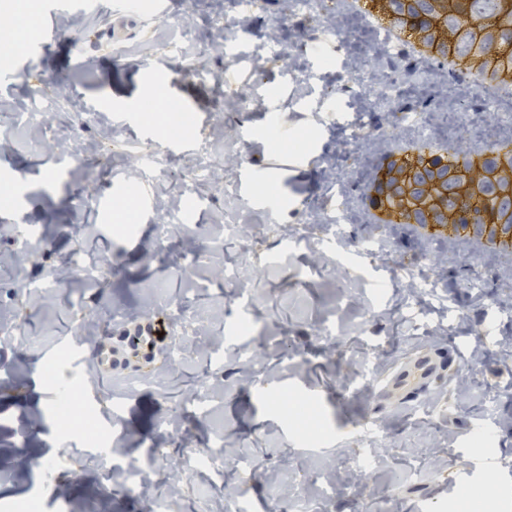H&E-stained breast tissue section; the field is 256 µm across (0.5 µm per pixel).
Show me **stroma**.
Wrapping results in <instances>:
<instances>
[{
  "instance_id": "stroma-1",
  "label": "stroma",
  "mask_w": 512,
  "mask_h": 512,
  "mask_svg": "<svg viewBox=\"0 0 512 512\" xmlns=\"http://www.w3.org/2000/svg\"><path fill=\"white\" fill-rule=\"evenodd\" d=\"M98 2L0 0V42L18 40L21 8L57 35L30 63L0 56V512L31 497L44 512H512V261L367 223L358 203L393 138L485 144L482 91L380 46L346 0L325 3L342 42L288 0L245 15L169 0L162 18L134 0L116 40ZM220 41L186 77L196 47ZM154 77L184 134L146 121ZM205 144L232 193H182ZM202 245L171 274L167 258ZM230 262L251 279L225 281ZM52 272L60 288L28 290ZM179 316L192 327L178 342ZM138 327L162 334L155 349L128 344ZM424 356L432 376L395 384ZM67 387L111 450L56 423ZM490 484L493 507H474Z\"/></svg>"
}]
</instances>
